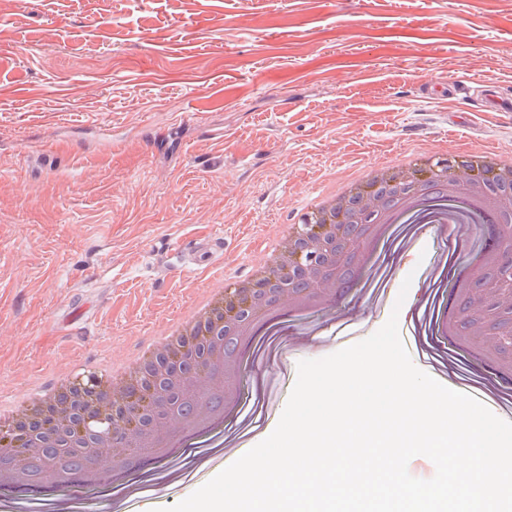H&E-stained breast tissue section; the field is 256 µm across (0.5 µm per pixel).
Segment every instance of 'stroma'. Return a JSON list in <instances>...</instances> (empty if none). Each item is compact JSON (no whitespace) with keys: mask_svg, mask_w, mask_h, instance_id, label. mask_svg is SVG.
<instances>
[{"mask_svg":"<svg viewBox=\"0 0 512 512\" xmlns=\"http://www.w3.org/2000/svg\"><path fill=\"white\" fill-rule=\"evenodd\" d=\"M485 89L512 102V0H0V400L105 375L261 264L272 226L356 165L408 146L512 156V112L482 111ZM216 234L222 268H194L188 245ZM494 235L398 225L368 287L254 337L225 448L141 465L150 494L0 490V512L184 500L272 433L300 360L393 314L419 369L512 422V372L441 330L451 257Z\"/></svg>","mask_w":512,"mask_h":512,"instance_id":"obj_1","label":"stroma"}]
</instances>
